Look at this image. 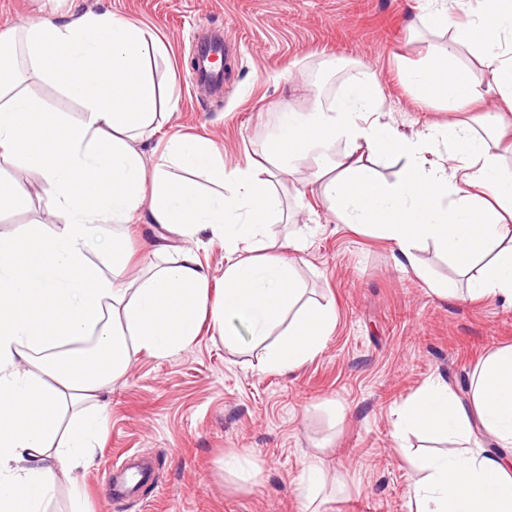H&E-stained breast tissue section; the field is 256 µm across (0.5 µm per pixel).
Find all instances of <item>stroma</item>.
Segmentation results:
<instances>
[{"label":"stroma","instance_id":"obj_1","mask_svg":"<svg viewBox=\"0 0 512 512\" xmlns=\"http://www.w3.org/2000/svg\"><path fill=\"white\" fill-rule=\"evenodd\" d=\"M424 0H63L62 11H112L150 29L164 46L157 79L170 83L176 108L145 152L174 136L201 134L225 165L260 151L276 104L306 106L293 70L340 60L326 84L338 91L357 66L380 84L386 118L408 136L455 113L425 106L408 88L401 61L450 36L421 23ZM222 28L230 47L224 92L191 88L192 32ZM300 166L276 190L292 219L272 225L276 239L302 233L299 274L309 297L334 301L336 330L316 358L295 371L262 368L265 348H224L202 327L185 350L159 359L138 354L98 401L106 431L87 467L56 475L48 512H72L80 485L88 512H410L417 479L407 454L415 435L393 438L392 412L427 381L448 384L468 400L473 372L495 350L512 345V303L443 299L403 270L386 241L342 224L312 189ZM22 181L28 199L0 212V237L48 218L52 199L35 171L0 160V183ZM130 453L151 469L130 495L110 496L107 473ZM320 458L325 486L306 502L297 484Z\"/></svg>","mask_w":512,"mask_h":512}]
</instances>
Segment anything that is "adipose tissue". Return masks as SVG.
I'll return each instance as SVG.
<instances>
[{"mask_svg":"<svg viewBox=\"0 0 512 512\" xmlns=\"http://www.w3.org/2000/svg\"><path fill=\"white\" fill-rule=\"evenodd\" d=\"M453 22L447 0L421 17L452 43L428 46L404 77L424 105L458 121L414 137L384 114L379 84L361 69L324 95L333 62L305 74L306 108L277 106L262 155L226 167L203 136L170 138L153 162L136 143L159 125L171 88L156 82L149 49L158 39L117 12L41 16L0 33V158L38 172L54 202L50 217L0 240V512H45L56 471L83 466L107 421L96 398L135 356L187 348L203 322L226 349L267 343L265 369L291 371L319 355L336 328L333 302L306 298L297 269L302 236L285 255L264 257L269 227L282 220L274 190L309 162L312 183L341 223L392 244L432 291L446 298L512 299V173L502 162L512 112V0H477ZM478 53L484 72L462 69L457 45ZM75 100L79 117L51 108L29 78ZM500 108L467 118L488 96ZM445 150L447 161L427 154ZM393 159V179L364 157ZM160 234L152 274H128L131 225ZM224 243L219 288L199 248ZM431 247L452 274L433 281L418 256ZM275 344H268L269 336ZM469 400L426 382L396 411L394 434L415 432L449 451L409 460L419 479L413 512H512V346L490 354ZM498 446L484 449L483 440Z\"/></svg>","mask_w":512,"mask_h":512,"instance_id":"1","label":"adipose tissue"}]
</instances>
